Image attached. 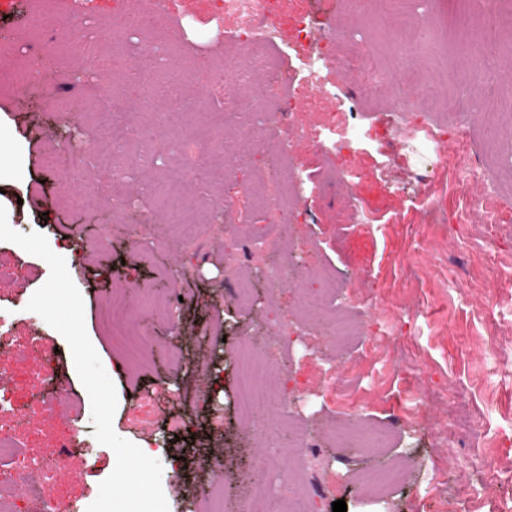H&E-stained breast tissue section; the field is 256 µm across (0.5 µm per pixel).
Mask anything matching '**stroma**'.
I'll use <instances>...</instances> for the list:
<instances>
[{
	"label": "stroma",
	"instance_id": "obj_1",
	"mask_svg": "<svg viewBox=\"0 0 512 512\" xmlns=\"http://www.w3.org/2000/svg\"><path fill=\"white\" fill-rule=\"evenodd\" d=\"M276 35L267 52L276 75L260 78L269 106L290 114L291 136L272 134L246 149L229 179L191 174L194 161L224 165L241 134L225 127L223 149L208 122L223 111L224 90L207 82L223 62L242 109L254 103L237 86L243 50L235 20L214 19L220 0H0V206L10 227L39 232L51 248L72 251L87 335L114 383L115 433L148 441L162 464L169 512H208L216 491L224 512H238L237 488L251 483L256 512H270L273 489L290 493L295 465L280 426L258 431L239 407L240 336L267 332L272 362L266 383L284 389L288 411L312 436L343 413L366 424L409 416L392 447L368 457L323 444L309 463L304 512H425L434 491L469 512L512 506V0H501L491 100L465 110L460 89L484 79L476 53L487 39L475 0H416L428 28L374 0H272ZM309 23L296 37L297 20ZM100 47L91 53L85 39ZM28 57L25 66L12 58ZM319 61L316 76L303 66ZM402 58L409 91L430 86L440 107L400 104L390 84H369L372 65ZM159 70L145 86L142 70ZM117 88L126 110L104 108L100 86ZM413 114L404 125L402 112ZM83 141L93 157L64 156V138ZM348 138L336 150L333 139ZM128 152L124 175L105 162ZM150 154L149 163L141 155ZM282 161L280 180L298 199L287 211L257 206L246 187ZM487 168L492 181L474 177ZM182 187L181 202L204 226L196 244L170 225L163 192ZM92 196L75 209L69 198ZM141 216L132 237L107 236L105 223L125 221L123 203ZM279 225L283 249L270 258L288 275L261 301L239 300L229 255ZM13 257L0 276V307L13 321L0 330V384L29 411L22 457L54 452L75 436L64 469L40 483L42 498L63 503L97 498L116 466L100 444L91 401L65 338L27 305L50 275L48 264L0 241ZM305 252L325 266L319 282L289 264ZM186 277L173 279L174 269ZM319 289L369 325L348 360L332 350L323 323L303 317L306 290ZM122 304L130 330L148 334L137 364L107 309ZM472 448L497 454L491 472H462L456 460ZM405 461L406 482L376 505L352 483L361 468ZM264 477L252 482V471Z\"/></svg>",
	"mask_w": 512,
	"mask_h": 512
}]
</instances>
